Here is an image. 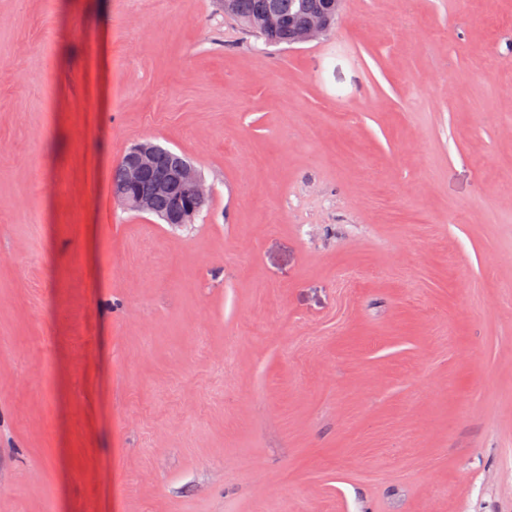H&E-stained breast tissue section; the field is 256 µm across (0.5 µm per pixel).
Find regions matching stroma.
<instances>
[{
	"label": "stroma",
	"mask_w": 512,
	"mask_h": 512,
	"mask_svg": "<svg viewBox=\"0 0 512 512\" xmlns=\"http://www.w3.org/2000/svg\"><path fill=\"white\" fill-rule=\"evenodd\" d=\"M0 512H512V0H0ZM230 5L224 9V2ZM326 0H220L224 16L239 23L249 34L262 39L265 44L288 46L296 42L304 44L318 39L328 30L335 28L340 12L335 10L330 16V26L326 12L318 13L308 25L296 33L297 28L307 24L316 11L323 8ZM274 10L280 19L274 29L265 24V16ZM338 14V15H337ZM328 31V32H329ZM157 147L158 151L155 156V169L157 171H155L154 189L157 193L165 195H154L152 173L143 177L144 173L150 169L152 155L156 149L151 142H145L133 147L122 158L120 163L125 169V185L121 187L114 185L113 197L126 208L129 205L128 194L139 184L135 192L150 197L153 209L143 212L137 208L129 207L127 210L135 213L153 214L162 219V214L172 206L173 198L182 194V189L178 187L171 192L169 191L175 185L181 186L186 191L185 196L170 208L164 217V221L167 224H191L195 216L199 215L198 208L193 202L208 198L212 189L204 181L196 167L187 162L186 157L161 146L157 145ZM179 163L181 164L178 165Z\"/></svg>",
	"instance_id": "stroma-1"
}]
</instances>
